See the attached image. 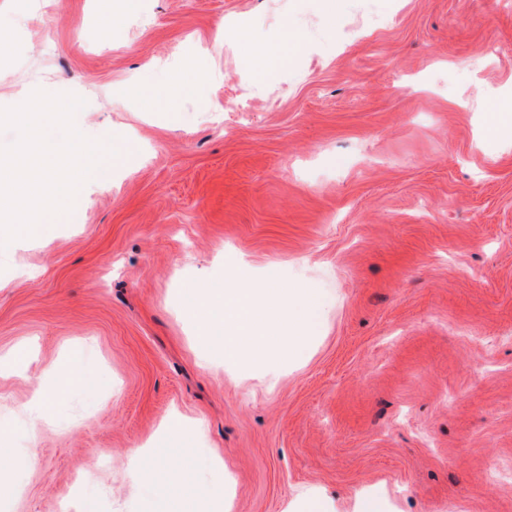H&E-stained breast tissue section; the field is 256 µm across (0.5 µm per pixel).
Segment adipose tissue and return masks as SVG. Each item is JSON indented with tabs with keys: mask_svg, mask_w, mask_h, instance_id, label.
<instances>
[{
	"mask_svg": "<svg viewBox=\"0 0 512 512\" xmlns=\"http://www.w3.org/2000/svg\"><path fill=\"white\" fill-rule=\"evenodd\" d=\"M232 41L248 54L255 75L264 80L276 67L288 65L299 45V36L285 25L269 43H255L243 29L235 30ZM175 72L176 85L138 90L143 111H174L181 93L197 90L207 79L191 60L181 61ZM230 278L225 289L196 290L198 313L205 316L217 312L224 320L225 359L248 371L271 359L292 357L321 313L319 297L304 288H275L253 280L241 264L233 267Z\"/></svg>",
	"mask_w": 512,
	"mask_h": 512,
	"instance_id": "adipose-tissue-1",
	"label": "adipose tissue"
}]
</instances>
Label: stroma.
<instances>
[{"mask_svg": "<svg viewBox=\"0 0 512 512\" xmlns=\"http://www.w3.org/2000/svg\"><path fill=\"white\" fill-rule=\"evenodd\" d=\"M0 0V107L73 93L78 130L128 138L73 224L0 249V512H207L221 452L230 512L322 495L380 512H512V0ZM301 45L269 81L214 37ZM195 57L214 74L173 112L133 87ZM324 303L300 354L237 379L224 326L189 313L229 263ZM66 364L84 377L31 428ZM177 412L189 428L163 429ZM138 470L139 481L128 478Z\"/></svg>", "mask_w": 512, "mask_h": 512, "instance_id": "35a3bbf8", "label": "stroma"}]
</instances>
